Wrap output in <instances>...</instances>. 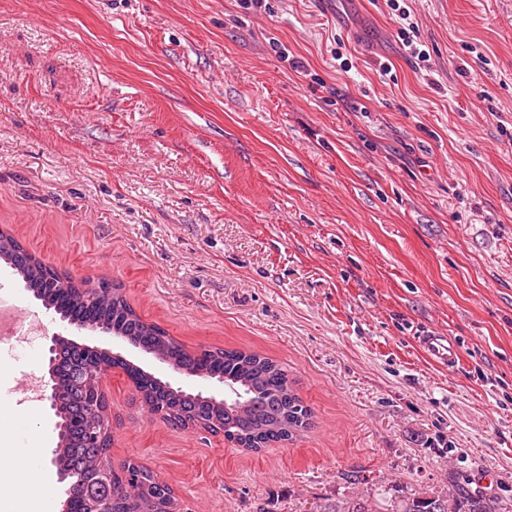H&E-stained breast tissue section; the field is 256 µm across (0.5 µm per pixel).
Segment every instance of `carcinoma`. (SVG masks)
<instances>
[{
    "instance_id": "1",
    "label": "carcinoma",
    "mask_w": 512,
    "mask_h": 512,
    "mask_svg": "<svg viewBox=\"0 0 512 512\" xmlns=\"http://www.w3.org/2000/svg\"><path fill=\"white\" fill-rule=\"evenodd\" d=\"M0 261L14 269L35 299L60 316L90 327L106 324L173 370L222 378L224 389H235L231 395L224 394L223 404H215L206 396L174 389L140 367L112 358V365L124 372L141 401L171 426L221 434L227 442L254 452L273 442H291L311 428L312 408L295 389L288 371L272 359L237 349L188 351L164 328L144 321L110 280L99 279L96 290L87 293L89 282H78L40 261L7 232H0ZM60 348L55 412L63 431L55 466L85 480L87 486L98 484V472L109 467L110 486L122 494L114 504L116 512H176L172 488L150 469L132 460L111 465L105 396L77 376L80 365L105 355L70 343ZM350 483L357 489L342 499L325 501L318 512H377L371 493L361 488L360 475L350 476ZM474 483L450 469L446 488L403 498L398 512H512V504L472 487Z\"/></svg>"
}]
</instances>
